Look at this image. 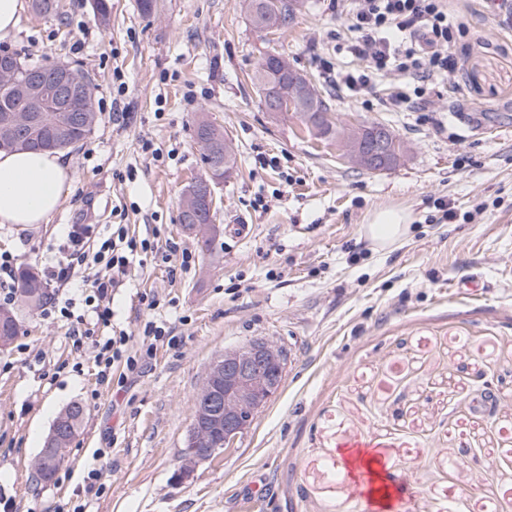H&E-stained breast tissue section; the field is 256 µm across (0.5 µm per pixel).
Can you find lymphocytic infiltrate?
<instances>
[{"label":"lymphocytic infiltrate","instance_id":"f902f5d3","mask_svg":"<svg viewBox=\"0 0 512 512\" xmlns=\"http://www.w3.org/2000/svg\"><path fill=\"white\" fill-rule=\"evenodd\" d=\"M350 37L346 50L352 56L370 59L367 72L355 75L337 72L336 84L360 94L371 90L377 75L395 69L407 74L416 84L413 92L391 96L394 109L411 108L423 98L431 80L463 70L465 56L453 52V31L448 25L446 0H339ZM90 224L70 225L61 246L64 262L45 267L43 277L51 286L41 314L46 319L63 318L72 327L76 350L93 349L101 381L124 388L129 376L141 373L158 346L171 348L181 343L174 328L166 322L145 319L137 334L114 330L112 292L130 265L148 253L160 254L169 262V253L160 252L149 239L130 237L124 225H116L111 237L102 241L96 252L85 249L93 233ZM102 266L106 273L94 277L82 304L73 299L59 300L58 292L73 280L78 270Z\"/></svg>","mask_w":512,"mask_h":512}]
</instances>
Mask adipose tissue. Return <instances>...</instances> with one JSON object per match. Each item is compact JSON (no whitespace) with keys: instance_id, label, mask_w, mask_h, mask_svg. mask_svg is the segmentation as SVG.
<instances>
[{"instance_id":"obj_1","label":"adipose tissue","mask_w":512,"mask_h":512,"mask_svg":"<svg viewBox=\"0 0 512 512\" xmlns=\"http://www.w3.org/2000/svg\"><path fill=\"white\" fill-rule=\"evenodd\" d=\"M74 172L56 152H0V224H45L58 211ZM411 216L404 210L375 211L362 233L376 249L405 238Z\"/></svg>"}]
</instances>
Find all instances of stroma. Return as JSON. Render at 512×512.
<instances>
[{"instance_id": "35a3bbf8", "label": "stroma", "mask_w": 512, "mask_h": 512, "mask_svg": "<svg viewBox=\"0 0 512 512\" xmlns=\"http://www.w3.org/2000/svg\"><path fill=\"white\" fill-rule=\"evenodd\" d=\"M57 15L25 8L6 42L33 64L68 62L95 84L99 121L64 150L74 183L49 223L0 224V251L35 269L59 260L69 225L160 227V244L195 262L132 268L112 305L125 330L146 315L142 294L174 322L178 348L158 347L123 391L101 384L93 352L76 356L63 321L13 307L18 339L42 355L26 364L0 347V495L20 512H362L332 465L336 444L374 436L393 463L409 512H512V0H450L464 27L463 73L428 90L412 109L387 108L399 76L374 92L335 88L325 62L360 74L340 53L336 0H304L288 33L267 44L245 0H58ZM330 93L344 126L378 123L404 144L401 161L369 172L336 145L309 137L295 118H271L250 81L268 47ZM461 87L464 100L452 89ZM224 130L237 165L214 194L209 248L179 220L182 192L204 172L195 124ZM456 212L447 222L438 209ZM380 208L404 209L406 240L375 250L361 234ZM247 225L244 235L229 232ZM474 275L489 285L454 287ZM263 338L286 353L284 382L232 447L179 474L195 400L224 350ZM80 359L81 372L55 374ZM498 397L493 417L474 409ZM85 417L51 482L34 461L71 403ZM471 449L468 463L459 449ZM99 494L84 491L89 469ZM267 492L252 495V481Z\"/></svg>"}]
</instances>
